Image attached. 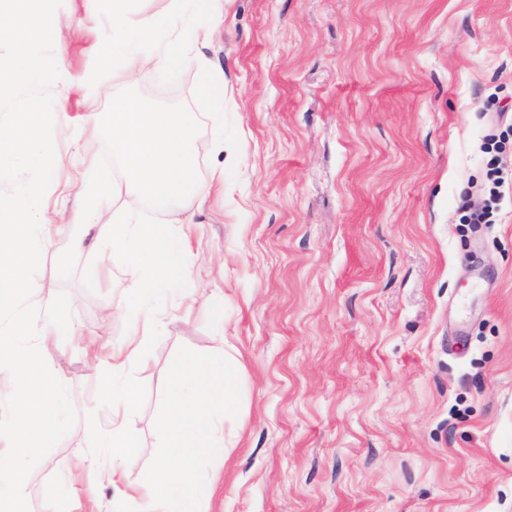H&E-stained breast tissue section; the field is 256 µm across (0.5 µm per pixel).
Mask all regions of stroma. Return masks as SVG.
<instances>
[{
    "label": "stroma",
    "mask_w": 512,
    "mask_h": 512,
    "mask_svg": "<svg viewBox=\"0 0 512 512\" xmlns=\"http://www.w3.org/2000/svg\"><path fill=\"white\" fill-rule=\"evenodd\" d=\"M220 35L196 63L144 69V97L199 119V182L174 204L196 225L188 289L135 371L140 445L113 485L106 395L86 340H127V266L55 233L36 298L66 292L77 335L45 361L70 390L73 430L24 483L30 512H146L125 494L156 452L154 429L180 347L223 345L241 366L224 482L203 512H512V184L470 224L491 168L512 167V0H222ZM134 22L207 25L205 0H126ZM56 153L41 207L81 209L74 186L100 160L96 125L126 87L112 0H63L53 24ZM224 132L223 150L213 147ZM223 197L206 194L215 170Z\"/></svg>",
    "instance_id": "35a3bbf8"
}]
</instances>
